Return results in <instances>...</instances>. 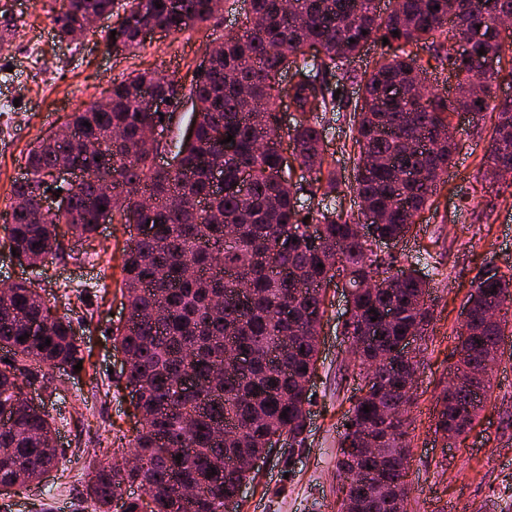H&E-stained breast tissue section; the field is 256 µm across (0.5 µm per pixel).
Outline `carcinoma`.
<instances>
[{
	"label": "carcinoma",
	"instance_id": "cac0c4a2",
	"mask_svg": "<svg viewBox=\"0 0 512 512\" xmlns=\"http://www.w3.org/2000/svg\"><path fill=\"white\" fill-rule=\"evenodd\" d=\"M177 2L174 8L171 0H59L50 22L64 41L95 18L114 16L113 41L129 50L148 32L177 34L209 22L220 0ZM468 2L390 0L382 12L378 0H249L240 30L214 46L189 93L178 80L154 74L115 80L107 96L72 113L67 126L84 141L46 138L29 150V176L12 185L5 226L19 261L44 265L62 257L63 224L87 241L108 217L150 223L149 233L136 234L124 250L121 285L131 322L112 333L114 346L132 359L125 388L141 421L131 454L142 466H88L85 491L97 512H112L114 492L127 485L152 499V512H224V500L250 482L235 461L269 453L267 438L277 432L292 446L302 444L305 382L319 354L309 327L324 318L325 288L340 270L353 300L341 335L363 342L364 381L340 436V492L348 512H407L416 368L400 348L408 337L425 335L429 289L411 270L390 276L393 258L372 245L378 237L402 240L431 206L456 150L448 140L456 112L497 113L488 158L512 176V101H496L493 75L482 93L471 87L478 50L495 55L500 73L506 48L492 18L475 14ZM471 30L475 39L455 49L458 33ZM385 38L392 55L368 76L346 68ZM426 40L430 58L456 81L451 98L424 94L427 68L414 48ZM348 83L359 86L350 108L357 153L343 190L323 132L327 114L343 104L344 94L334 92ZM146 89L169 99L170 111H153ZM186 97L193 106L190 138L154 142L160 118L171 119ZM284 97L295 112L286 128L275 116ZM230 135L233 141L224 142ZM101 143L112 156L110 195L98 186ZM288 147L302 171L297 180L282 165ZM158 153L172 154L173 162L158 164ZM67 163L82 165L86 176L62 190L56 210L43 208L53 170ZM216 167L220 187L212 181ZM344 191L359 198L363 211L343 209ZM145 195L156 201L149 212L140 207ZM365 280L375 287H358ZM497 307L491 322L487 312ZM467 311L455 347L459 382L439 396L435 422L455 441L470 432L491 395L492 376L475 385L468 371L501 349L512 277L482 267ZM227 347L244 354L247 366L226 376ZM0 348L10 354L0 364V416L9 418L0 424V488L12 490L40 482L63 455L53 419L26 403L25 389L46 370L72 368L84 356L72 320L57 315L29 280L0 288Z\"/></svg>",
	"mask_w": 512,
	"mask_h": 512
}]
</instances>
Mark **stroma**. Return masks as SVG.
I'll return each instance as SVG.
<instances>
[{
    "label": "stroma",
    "instance_id": "obj_1",
    "mask_svg": "<svg viewBox=\"0 0 512 512\" xmlns=\"http://www.w3.org/2000/svg\"><path fill=\"white\" fill-rule=\"evenodd\" d=\"M54 5L55 0H0V8L10 9L18 24L0 44V70L13 67L18 81L0 83V94L19 100L12 139L0 146V207L24 171L28 150L66 122L76 99L101 98L112 80L140 71L190 85L214 42L239 30L245 8L243 0H224L207 24L179 34L159 31L133 51L114 52L104 47L113 25L109 19L80 38L59 41L48 19ZM31 34L41 45L36 64L25 44ZM495 121L491 113L454 117L457 150L446 181L412 233L388 250L398 267L415 270L428 282L433 315L419 342L416 402L409 413L410 512H512V335L492 372L493 393L465 440L449 444L434 432L437 397L457 360V334L475 275L488 263L512 274V187L487 174ZM129 237L124 225L105 224L94 238L73 244V257L32 269L9 255L0 228V281L36 280L58 315L78 327L84 354L81 370L54 371L48 382L33 387L54 419L59 447L66 450L64 471H52L42 483L0 499V512H93L84 492L88 462L112 461L136 434L134 401L111 336L126 315L118 280ZM71 280L88 283L87 298L65 291ZM345 314L342 290L331 288L305 440L268 455L233 512H336L337 441L360 388L340 335Z\"/></svg>",
    "mask_w": 512,
    "mask_h": 512
}]
</instances>
